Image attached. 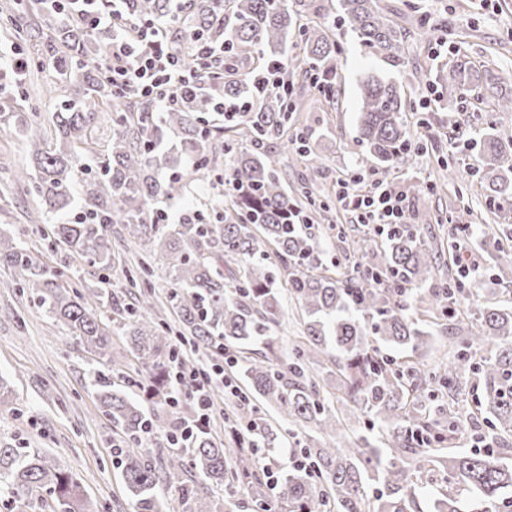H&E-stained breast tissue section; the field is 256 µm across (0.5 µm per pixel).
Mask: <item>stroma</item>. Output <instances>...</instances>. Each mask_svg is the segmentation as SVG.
Segmentation results:
<instances>
[{
  "label": "stroma",
  "instance_id": "obj_1",
  "mask_svg": "<svg viewBox=\"0 0 512 512\" xmlns=\"http://www.w3.org/2000/svg\"><path fill=\"white\" fill-rule=\"evenodd\" d=\"M380 5L408 31L409 42H420L419 62L394 68L383 58L366 55L353 32L334 28L340 47L336 77L326 91L309 94L307 110L298 122L309 129L324 158L323 168L313 175L315 192L334 196L340 173L377 169L359 141L360 76L375 71L402 82L412 98L413 110L408 114L414 130L412 162L410 168L394 171L389 184L407 196L408 223L422 227L427 215H443L439 236L444 245H453L457 225H495L496 245H486L475 233L465 250L479 263L473 287L488 289L489 301L511 308L512 286L494 291L490 285L496 258L512 257V219H501L486 203L481 179L472 173L477 166L472 141L492 125L512 133V112L492 111L471 97L444 109L437 107L444 87L436 78V65L462 59L487 62L498 71L512 70V0H489L485 5L480 0H380ZM423 16L437 28L422 40L418 25ZM452 139L457 149H449ZM442 160L465 176V194L447 184L435 194L409 195L410 186L426 187L438 180ZM27 162L24 145L0 118V226L24 232L34 256L56 267L60 284L78 288L94 283L93 267L61 256L52 244L51 227L64 221L66 214H41L26 191L10 185L8 168ZM222 201L220 186L187 182L170 203V219L178 221L181 212L215 208ZM18 280L17 273L0 270V376L14 391L10 403L0 406V446L48 451L57 465L76 473L99 512H136L113 453L124 436L99 406L89 354L34 304L29 292L18 288Z\"/></svg>",
  "mask_w": 512,
  "mask_h": 512
}]
</instances>
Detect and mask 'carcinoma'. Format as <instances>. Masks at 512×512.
<instances>
[{
  "label": "carcinoma",
  "mask_w": 512,
  "mask_h": 512,
  "mask_svg": "<svg viewBox=\"0 0 512 512\" xmlns=\"http://www.w3.org/2000/svg\"><path fill=\"white\" fill-rule=\"evenodd\" d=\"M340 21L370 56L405 64L407 32L389 21L378 0H339ZM137 17L165 20L170 0H129ZM27 40L41 46L39 66L56 73L52 111L54 136H48L37 113L25 108L26 91L9 101L10 123L25 144L31 167L18 168L27 192L47 214L70 208L72 190L84 195L83 218L53 228L55 245L98 271L115 269L116 248L133 252L125 269V290H70L59 274L37 261L16 234L0 233V266L20 276L38 307L63 323L70 336L93 353L99 365L114 364L112 330L126 336L129 353L146 369L137 385L148 398L171 395L168 371L175 343L153 317L152 293L146 288L156 265L168 269L171 290L166 302L176 313L180 335L194 350L226 357V368L244 377L248 392L276 407L278 419L295 430L314 431L301 452L316 473L287 466L273 493L259 478L256 450L267 451L288 440L279 423L258 417L242 398L231 427L248 447H224L208 431L187 441L189 459L178 454L157 465L139 447L146 429L173 431L170 416H147L143 405L101 382L99 401L114 424L134 444L119 449V464L138 512H167L157 496L165 482L180 488L189 512H211L183 475L192 470L221 484L226 476L250 488L259 512H422L420 498L433 512H512V461L505 447L512 436V309L472 299L473 320L445 327L452 355L430 368L419 360L425 343L423 326L448 318L459 303L453 272H444L438 246L409 224L392 230L381 242L383 261L366 260L355 274L341 263L325 265L318 239L303 224L288 223L298 209L299 193L323 209L300 185L288 193L269 148L295 153L312 170L321 156L302 133H288L296 111L292 81L258 92L252 69L279 65L285 75L300 70L317 75L336 70L340 48L328 19L303 27L308 12L288 0H184L170 36L184 30L224 49V75H205L183 91L179 105L165 112L153 104L121 95L94 65L103 30L90 36L77 27L46 20L56 17L47 0H9L0 6ZM298 30L303 52L288 54V40ZM436 78L448 81V101L474 92L494 112H512V74L472 62L442 64ZM358 116L362 144L386 180L396 167L410 164L413 135L404 87L394 80L365 75L360 81ZM223 100H236L244 111L211 123ZM108 121L107 139L96 137ZM229 158L224 196L229 207L189 211L178 224H162L152 202L172 199L191 176L216 180L211 156ZM478 164L494 212L512 216V134L482 136ZM438 279L435 287L426 282ZM303 316L299 336L283 362L256 350L271 327L284 318L283 293ZM112 310V321L100 310ZM400 349L398 362L382 347ZM482 383L473 415L485 428L476 439L484 447L442 451L466 437L468 430L444 397L459 395L472 378ZM378 423L371 438H347L350 427L336 404ZM439 483L424 479L431 467ZM44 490L52 512H93L81 484L48 455L23 448L0 447V496L12 505Z\"/></svg>",
  "instance_id": "obj_1"
}]
</instances>
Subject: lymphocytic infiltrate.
Masks as SVG:
<instances>
[{
	"instance_id": "f902f5d3",
	"label": "lymphocytic infiltrate",
	"mask_w": 512,
	"mask_h": 512,
	"mask_svg": "<svg viewBox=\"0 0 512 512\" xmlns=\"http://www.w3.org/2000/svg\"><path fill=\"white\" fill-rule=\"evenodd\" d=\"M65 21L87 33L107 28L112 32L96 66L122 92L151 101L158 109L174 107L182 88L195 75L213 72L222 54L195 33H187V52L172 49L168 35L151 21L130 14L128 0H51ZM336 200L351 212L356 223L370 225L376 235L388 234L404 223V197L366 183L363 174L351 172L336 180ZM171 380L177 394L187 395L197 406L194 420L182 426L170 443L182 446L193 433L209 428L216 395L234 397L238 389L223 366L209 362L186 369L174 366Z\"/></svg>"
}]
</instances>
